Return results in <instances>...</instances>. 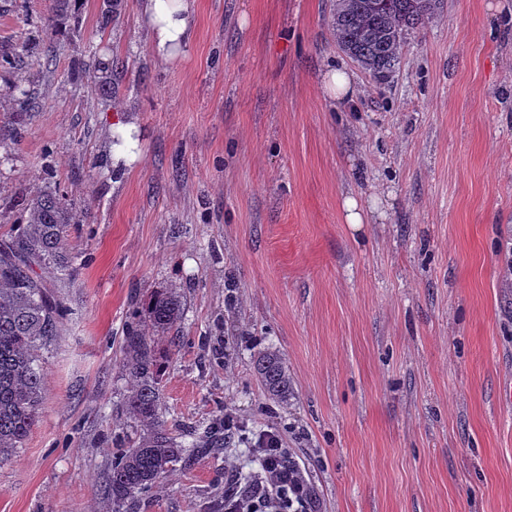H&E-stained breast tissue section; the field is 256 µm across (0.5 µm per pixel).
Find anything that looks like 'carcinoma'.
I'll list each match as a JSON object with an SVG mask.
<instances>
[{
	"label": "carcinoma",
	"instance_id": "carcinoma-1",
	"mask_svg": "<svg viewBox=\"0 0 512 512\" xmlns=\"http://www.w3.org/2000/svg\"><path fill=\"white\" fill-rule=\"evenodd\" d=\"M438 5L439 0H336V44L373 79L383 80L399 65L408 31L429 22ZM25 210V222L0 237V460L22 446L37 422L44 389L38 350L57 335L64 317L62 302L35 268L63 262L67 233L76 223L71 204L55 190L32 196ZM182 315L180 294L166 289L144 309L152 335L132 326L123 336V367L131 379L123 411L140 423L142 433L112 454L107 495L118 508L187 461V448L199 453L208 445L179 441L162 415V366L153 337L169 333ZM252 364L267 396L288 401L290 379L281 355L265 349Z\"/></svg>",
	"mask_w": 512,
	"mask_h": 512
}]
</instances>
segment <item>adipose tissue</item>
<instances>
[{
    "mask_svg": "<svg viewBox=\"0 0 512 512\" xmlns=\"http://www.w3.org/2000/svg\"><path fill=\"white\" fill-rule=\"evenodd\" d=\"M151 50L162 63L184 57L194 38L195 0H142Z\"/></svg>",
    "mask_w": 512,
    "mask_h": 512,
    "instance_id": "ef3b65f1",
    "label": "adipose tissue"
}]
</instances>
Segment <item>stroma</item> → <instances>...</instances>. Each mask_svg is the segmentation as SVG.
Listing matches in <instances>:
<instances>
[{"label": "stroma", "mask_w": 512, "mask_h": 512, "mask_svg": "<svg viewBox=\"0 0 512 512\" xmlns=\"http://www.w3.org/2000/svg\"><path fill=\"white\" fill-rule=\"evenodd\" d=\"M69 0L37 50L44 0H0V236L26 198L77 212L64 302L39 352L45 390L0 461V512H114L112 450L140 428L122 336L158 290L182 295L163 404L172 434L232 411L277 427L316 512H512V0H442L376 82L337 46L335 0H197L187 58L159 65L139 0ZM108 60L71 79L74 60ZM351 71L338 107L327 68ZM139 163L116 169L113 122ZM362 199L368 223H344ZM291 380L268 399L252 357ZM245 446L177 464L131 512H224ZM138 129L131 120L128 123H118L112 127V139L114 142L110 146L112 166L119 168L120 164L124 167H130L139 159V139L134 135ZM252 364L267 396L278 402H287L290 379L281 355L267 348L254 354Z\"/></svg>", "instance_id": "1"}]
</instances>
